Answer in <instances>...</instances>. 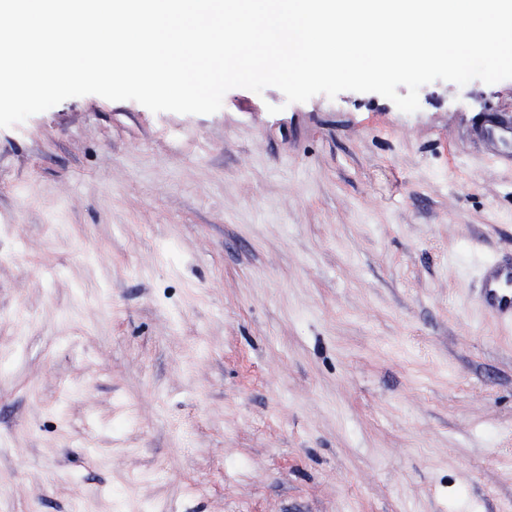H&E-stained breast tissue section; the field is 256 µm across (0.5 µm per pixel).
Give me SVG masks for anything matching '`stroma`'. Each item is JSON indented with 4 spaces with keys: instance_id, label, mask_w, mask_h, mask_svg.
<instances>
[{
    "instance_id": "obj_1",
    "label": "stroma",
    "mask_w": 512,
    "mask_h": 512,
    "mask_svg": "<svg viewBox=\"0 0 512 512\" xmlns=\"http://www.w3.org/2000/svg\"><path fill=\"white\" fill-rule=\"evenodd\" d=\"M0 128V512H512V79ZM479 302L492 318L512 325V262L493 260L486 263Z\"/></svg>"
}]
</instances>
